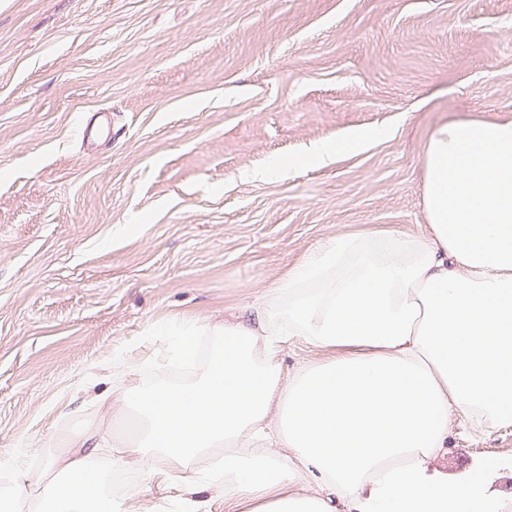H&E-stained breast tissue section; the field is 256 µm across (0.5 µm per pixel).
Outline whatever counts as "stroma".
I'll use <instances>...</instances> for the list:
<instances>
[{
  "label": "stroma",
  "instance_id": "35a3bbf8",
  "mask_svg": "<svg viewBox=\"0 0 512 512\" xmlns=\"http://www.w3.org/2000/svg\"><path fill=\"white\" fill-rule=\"evenodd\" d=\"M460 119L512 120V0H0V476L120 434L111 361L167 376L160 327L257 324L329 240L423 232ZM431 466L499 490L512 423L451 421ZM164 469L122 467L135 512L180 494ZM371 134L364 132L354 134L350 139L332 147L328 144L317 145L312 148L308 156L303 161L304 164L322 163L330 159L331 155L344 149H354L361 145Z\"/></svg>",
  "mask_w": 512,
  "mask_h": 512
}]
</instances>
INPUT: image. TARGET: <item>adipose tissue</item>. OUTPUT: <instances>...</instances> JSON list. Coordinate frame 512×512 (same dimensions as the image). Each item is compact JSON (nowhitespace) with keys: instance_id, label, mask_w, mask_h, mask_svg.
Listing matches in <instances>:
<instances>
[{"instance_id":"obj_1","label":"adipose tissue","mask_w":512,"mask_h":512,"mask_svg":"<svg viewBox=\"0 0 512 512\" xmlns=\"http://www.w3.org/2000/svg\"><path fill=\"white\" fill-rule=\"evenodd\" d=\"M419 235L339 237L263 297L266 327L186 319L169 336H206L193 378L127 380L116 400L131 462L166 460L181 484L224 492L225 512H503L484 479L429 469L448 422L512 423V121L462 120L422 158ZM324 360L285 373L279 337ZM41 480L18 473L0 512H129L110 472L79 448ZM222 454L219 466L200 467Z\"/></svg>"}]
</instances>
